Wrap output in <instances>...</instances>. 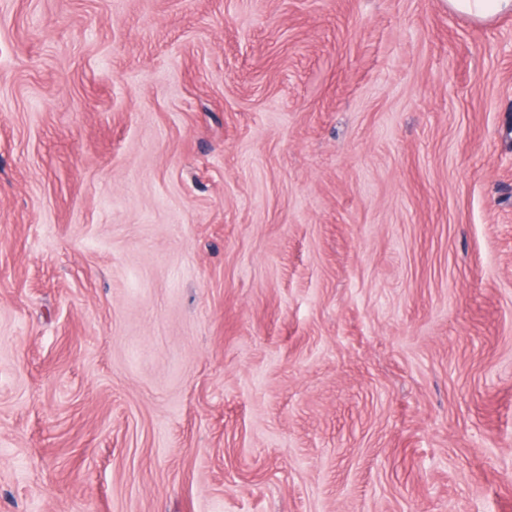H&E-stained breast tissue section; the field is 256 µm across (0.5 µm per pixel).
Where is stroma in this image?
I'll return each mask as SVG.
<instances>
[{"label": "stroma", "instance_id": "35a3bbf8", "mask_svg": "<svg viewBox=\"0 0 512 512\" xmlns=\"http://www.w3.org/2000/svg\"><path fill=\"white\" fill-rule=\"evenodd\" d=\"M0 512H512V13L0 0Z\"/></svg>", "mask_w": 512, "mask_h": 512}]
</instances>
